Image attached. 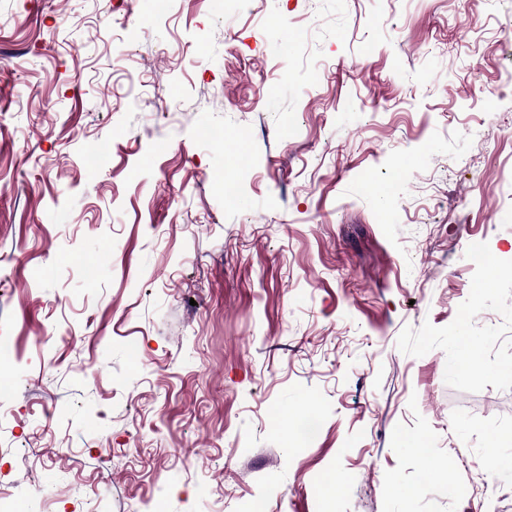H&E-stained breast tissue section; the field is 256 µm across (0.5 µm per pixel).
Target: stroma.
<instances>
[{
	"instance_id": "1",
	"label": "stroma",
	"mask_w": 512,
	"mask_h": 512,
	"mask_svg": "<svg viewBox=\"0 0 512 512\" xmlns=\"http://www.w3.org/2000/svg\"><path fill=\"white\" fill-rule=\"evenodd\" d=\"M3 379L14 512H512V0H0Z\"/></svg>"
}]
</instances>
